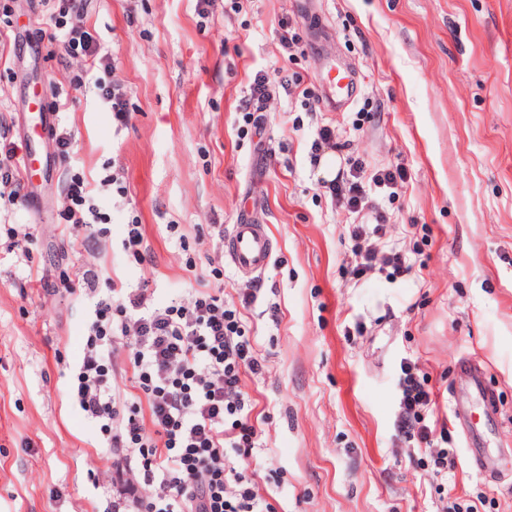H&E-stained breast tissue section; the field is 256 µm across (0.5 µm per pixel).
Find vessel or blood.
<instances>
[{"label": "vessel or blood", "instance_id": "b4317fda", "mask_svg": "<svg viewBox=\"0 0 512 512\" xmlns=\"http://www.w3.org/2000/svg\"><path fill=\"white\" fill-rule=\"evenodd\" d=\"M225 251L236 273L251 275L263 271L270 262L274 252L273 239L266 225L243 217L228 233Z\"/></svg>", "mask_w": 512, "mask_h": 512}]
</instances>
